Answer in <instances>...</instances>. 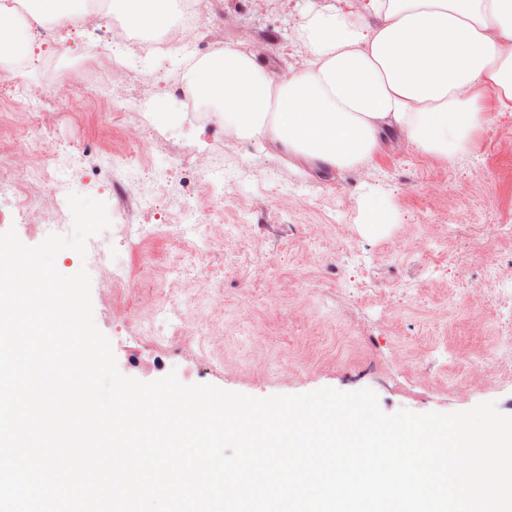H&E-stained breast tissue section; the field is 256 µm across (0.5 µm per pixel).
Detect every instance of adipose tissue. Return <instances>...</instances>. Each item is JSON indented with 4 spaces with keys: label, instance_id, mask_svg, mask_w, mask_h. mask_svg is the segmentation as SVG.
<instances>
[{
    "label": "adipose tissue",
    "instance_id": "ef3b65f1",
    "mask_svg": "<svg viewBox=\"0 0 512 512\" xmlns=\"http://www.w3.org/2000/svg\"><path fill=\"white\" fill-rule=\"evenodd\" d=\"M112 0L113 12L153 34L172 23L169 0ZM29 19L0 10V65L29 75L31 20L69 13L80 26L100 12L89 0H27ZM382 16L370 27L365 13ZM305 54L278 77L239 42L198 58L185 91L240 139L276 141L285 154L325 169L371 162L392 132L416 150L461 155L493 118L482 101L512 112V0H366L363 11L305 7Z\"/></svg>",
    "mask_w": 512,
    "mask_h": 512
}]
</instances>
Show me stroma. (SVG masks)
I'll return each mask as SVG.
<instances>
[{
	"instance_id": "1",
	"label": "stroma",
	"mask_w": 512,
	"mask_h": 512,
	"mask_svg": "<svg viewBox=\"0 0 512 512\" xmlns=\"http://www.w3.org/2000/svg\"><path fill=\"white\" fill-rule=\"evenodd\" d=\"M301 0H206L204 15L191 12V0H176L190 35L187 57L245 41L261 52L276 75L298 65L304 47L295 35ZM35 38L36 76L16 86L13 99L39 98L55 113L43 129L45 144L58 156L45 169H32L39 183L53 175L57 195L49 224L28 233L12 206L0 199L5 226L34 246L47 235H69L67 183L87 197L105 196L112 223L180 226L186 238L209 225L224 250L204 264L185 265L199 287L217 285L224 304V339L191 346L169 336L120 337L116 319L137 316L142 297L154 286L152 267L121 257L118 268L133 273L136 298L96 317L110 340L117 367L142 379L127 364L128 352L161 358L167 370L196 367V383L258 398L301 394L324 387L344 392L373 390L384 413L465 411L492 401L512 416V377H496L469 387L461 384L462 365L494 349L512 325V238L492 234L490 225L512 226V112L498 113L478 131L465 154L442 159L417 151L391 136L372 162L331 173L304 174L300 161L286 157L270 140L225 135L206 112L184 113V126L208 144L154 126L149 105L174 86L175 78L150 74L126 64L120 89L111 71L96 86L103 98L129 104L122 124L88 111L58 112L57 85L69 69L83 67L94 46L84 33L62 22ZM149 137V154L173 160L170 170L139 177L109 146ZM500 168L499 183L488 184L480 168ZM209 170L224 183L200 207L182 212L180 180ZM459 185L461 196L424 194L429 182ZM391 198L396 221L380 236L366 234L358 208L366 192ZM424 240L413 248V240Z\"/></svg>"
}]
</instances>
